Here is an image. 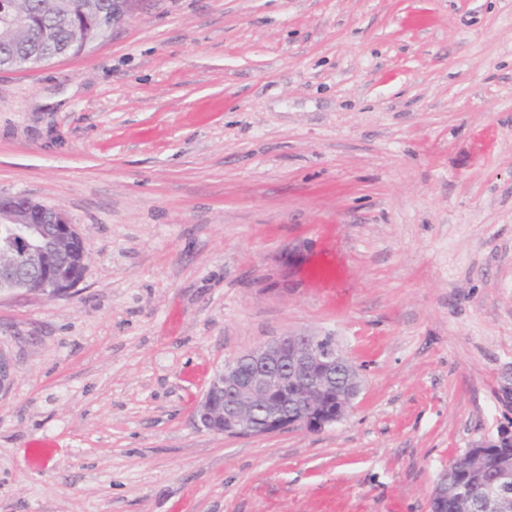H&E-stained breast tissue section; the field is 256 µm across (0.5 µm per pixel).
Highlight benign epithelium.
Instances as JSON below:
<instances>
[{
  "label": "benign epithelium",
  "instance_id": "1",
  "mask_svg": "<svg viewBox=\"0 0 512 512\" xmlns=\"http://www.w3.org/2000/svg\"><path fill=\"white\" fill-rule=\"evenodd\" d=\"M140 0H113L112 12L83 17L86 43L103 37L137 11ZM12 243L0 247V293L23 292L48 298L70 292L81 269L53 264L55 247L66 248L79 236L66 213L17 195L0 197V227ZM249 370L238 359L224 363L198 405V429L231 437H258L285 429L321 431L342 420L362 387L358 368L336 347L335 339L308 333L288 334L246 353ZM14 373L0 350V391L9 390ZM471 465L469 450L439 476L431 493V512H504L512 501V432H503Z\"/></svg>",
  "mask_w": 512,
  "mask_h": 512
}]
</instances>
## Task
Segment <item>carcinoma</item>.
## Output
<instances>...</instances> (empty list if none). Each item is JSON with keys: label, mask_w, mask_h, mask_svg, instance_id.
<instances>
[{"label": "carcinoma", "mask_w": 512, "mask_h": 512, "mask_svg": "<svg viewBox=\"0 0 512 512\" xmlns=\"http://www.w3.org/2000/svg\"><path fill=\"white\" fill-rule=\"evenodd\" d=\"M19 27L0 26V66L21 68L27 57L49 47L63 48L76 39L72 16L82 8L112 12V0H11Z\"/></svg>", "instance_id": "1"}]
</instances>
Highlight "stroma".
I'll return each mask as SVG.
<instances>
[{
	"instance_id": "obj_1",
	"label": "stroma",
	"mask_w": 512,
	"mask_h": 512,
	"mask_svg": "<svg viewBox=\"0 0 512 512\" xmlns=\"http://www.w3.org/2000/svg\"><path fill=\"white\" fill-rule=\"evenodd\" d=\"M13 195L88 258L0 296V512H430L512 430V0H144L0 70ZM302 331L364 378L345 418L195 426L225 361Z\"/></svg>"
}]
</instances>
